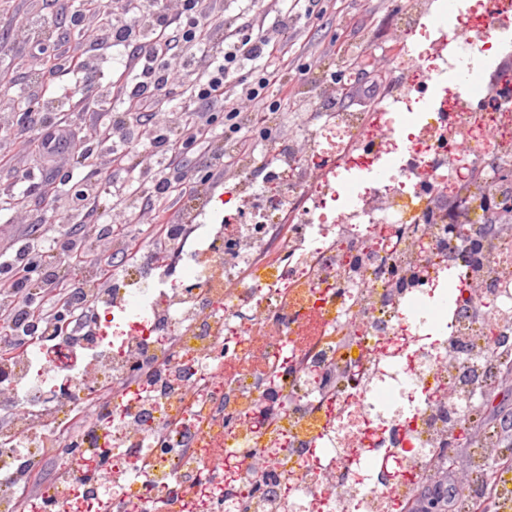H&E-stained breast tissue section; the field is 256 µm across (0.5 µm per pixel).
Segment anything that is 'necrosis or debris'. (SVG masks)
<instances>
[{"mask_svg":"<svg viewBox=\"0 0 512 512\" xmlns=\"http://www.w3.org/2000/svg\"><path fill=\"white\" fill-rule=\"evenodd\" d=\"M465 8L491 29L461 37L431 0L398 17L424 34L436 74L471 78L474 98L453 92L440 107L451 123L405 130L418 99L404 81L386 93L394 112L314 106L264 163L238 151L225 197L185 193L165 254L140 251L108 288L96 259L82 264L71 284L86 328L64 327L52 348L36 332L0 363V512H19L51 447L68 465L49 512H190L205 486L219 512H402L414 500L432 454L512 361V227L497 225L481 262L467 250L494 223L478 200L506 192L494 174L512 166V84L490 77L512 54V11ZM387 159L383 179L346 181ZM463 160L484 182L460 178ZM501 446L489 431L472 448L457 512L512 502L502 475L484 496Z\"/></svg>","mask_w":512,"mask_h":512,"instance_id":"necrosis-or-debris-1","label":"necrosis or debris"}]
</instances>
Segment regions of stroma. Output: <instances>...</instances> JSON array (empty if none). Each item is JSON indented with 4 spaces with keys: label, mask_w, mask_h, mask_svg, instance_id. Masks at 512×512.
Returning <instances> with one entry per match:
<instances>
[{
    "label": "stroma",
    "mask_w": 512,
    "mask_h": 512,
    "mask_svg": "<svg viewBox=\"0 0 512 512\" xmlns=\"http://www.w3.org/2000/svg\"><path fill=\"white\" fill-rule=\"evenodd\" d=\"M404 0H210L212 18L208 41L185 44L175 27H167L166 57L172 65L184 58L195 61L182 83L169 86L161 98L141 101L139 112L159 109L168 113L171 124L185 118L189 106V88L207 68L224 60L223 40L227 23L246 18L275 30L283 15H290L288 32L279 40L267 60L274 81L269 95L279 101L278 111L269 113L264 128L253 129L245 140L256 157H265L269 129L280 134L296 132L305 118L301 108L304 84L310 75L321 73L332 81L340 94L337 107L358 108L361 92L374 85L376 95L383 87L375 80L379 73L401 78L394 62L398 42H412L411 34L401 30L396 14ZM92 16L83 14L80 0H0V40H7L12 52L0 56V73L9 83L0 84V100L11 102L0 112V190L21 197L24 208L0 209V257L10 258L18 246L32 242L49 246L59 235V215L75 207L79 210L69 225L74 235L87 234L89 226L113 225L127 221V232L141 244L152 245L151 234L158 223L173 224L180 213V194L188 187L205 183L218 190L229 183L235 170L232 159L206 165L208 155L220 152L224 145V115L235 104L238 93L227 83L223 96L209 103L213 116L201 145L180 154L166 171L171 187L162 205L148 197L145 177L150 169L148 156L139 163L123 161V146L118 138L103 140L96 133L111 124L115 113L125 111L126 89L135 84L142 63L134 41L101 50L98 43L80 40L79 30L94 27ZM91 61L92 72H74L70 56ZM50 113L54 124L83 131L89 149L98 157L99 166L79 163L73 156L48 164L41 163L36 146L16 137L15 129L28 125L39 129L43 113ZM102 184L122 182L139 189L144 198L139 211H125L112 194L72 202L71 195L86 182ZM58 187L56 197L44 195L46 186ZM64 457L47 453L30 481L23 512H42L44 493L65 465Z\"/></svg>",
    "instance_id": "obj_1"
}]
</instances>
